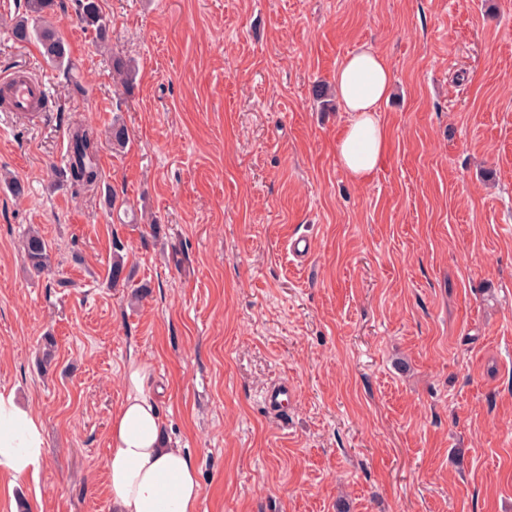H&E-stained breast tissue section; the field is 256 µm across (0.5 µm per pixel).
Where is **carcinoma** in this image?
Returning a JSON list of instances; mask_svg holds the SVG:
<instances>
[{
	"label": "carcinoma",
	"mask_w": 512,
	"mask_h": 512,
	"mask_svg": "<svg viewBox=\"0 0 512 512\" xmlns=\"http://www.w3.org/2000/svg\"><path fill=\"white\" fill-rule=\"evenodd\" d=\"M57 8L56 0H24L22 12L12 18L11 36L18 43L38 42L46 60L58 69L66 71L67 78L75 90H81V84L74 74V64L62 35L52 22ZM75 13L84 28L94 34L96 44L101 48L109 46L111 21L103 12L100 0H75ZM112 72L123 87L133 88L136 75V63L131 58L112 56ZM106 140L114 150L125 148L129 142L128 129L116 119L100 137L98 131L88 125H80L74 131L67 167L63 172L65 181L74 188V193L93 191L99 188L102 174L92 162L98 152L99 142ZM21 250L29 268L41 274L51 267L50 246L38 231L27 232L21 240ZM123 245L113 242L110 278L117 285L126 279Z\"/></svg>",
	"instance_id": "1"
}]
</instances>
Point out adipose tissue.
Here are the masks:
<instances>
[{
	"label": "adipose tissue",
	"mask_w": 512,
	"mask_h": 512,
	"mask_svg": "<svg viewBox=\"0 0 512 512\" xmlns=\"http://www.w3.org/2000/svg\"><path fill=\"white\" fill-rule=\"evenodd\" d=\"M393 77L384 58L367 45L349 54L335 75L347 126L336 142L343 169L363 183L385 153L387 130L380 120ZM145 365L130 362L126 393L113 413L104 467L113 512H198L201 485L192 456L164 446V430ZM46 458L41 419L0 391V473L38 477Z\"/></svg>",
	"instance_id": "adipose-tissue-1"
}]
</instances>
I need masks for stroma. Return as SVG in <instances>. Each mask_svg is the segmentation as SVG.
Returning <instances> with one entry per match:
<instances>
[{
    "label": "stroma",
    "instance_id": "35a3bbf8",
    "mask_svg": "<svg viewBox=\"0 0 512 512\" xmlns=\"http://www.w3.org/2000/svg\"><path fill=\"white\" fill-rule=\"evenodd\" d=\"M58 2L80 95L0 11V73L50 93L0 112V178L27 187L0 182V389L47 444L38 478L0 474V512H111L133 357L196 463L198 512H512V0H101L108 54ZM363 45L394 83L357 183L336 155L348 115L311 88ZM116 116L128 146L101 144L100 191L73 193L71 130ZM31 228L41 275L18 249ZM116 240L132 281L114 286ZM278 383L284 417L263 402ZM112 72L123 87L127 90L133 88V80L136 75V63L133 59L113 54ZM21 250L29 268L36 274L44 273L51 267L50 246L39 231H29L23 236Z\"/></svg>",
    "mask_w": 512,
    "mask_h": 512
}]
</instances>
